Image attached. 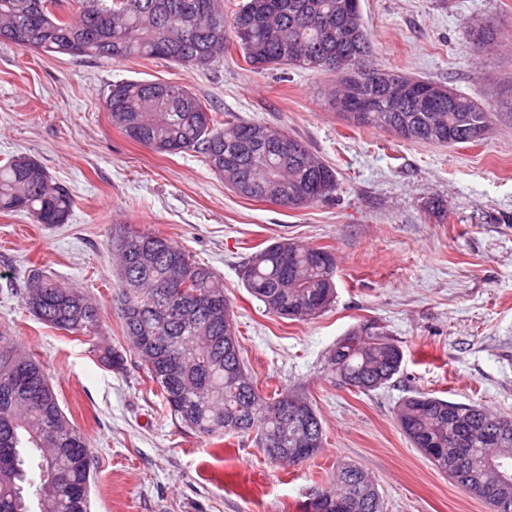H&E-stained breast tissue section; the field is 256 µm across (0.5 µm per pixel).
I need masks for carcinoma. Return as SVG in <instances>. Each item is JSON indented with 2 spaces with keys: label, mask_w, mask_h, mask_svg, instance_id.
<instances>
[{
  "label": "carcinoma",
  "mask_w": 512,
  "mask_h": 512,
  "mask_svg": "<svg viewBox=\"0 0 512 512\" xmlns=\"http://www.w3.org/2000/svg\"><path fill=\"white\" fill-rule=\"evenodd\" d=\"M0 0V38L23 50L72 59H139L207 69L235 47L250 70L296 67L336 76L330 104L355 127H370L411 142L456 146L484 141L493 116L469 96L430 80L387 69L352 0ZM247 39H236L235 28ZM474 53L498 41L493 26L469 27ZM371 109L353 112L354 92ZM453 97H448V94ZM112 125L159 154L193 151L236 194L299 209L325 201L338 188L336 169L285 129L259 121H229L188 87L126 80L105 98ZM74 208L68 188L37 160L17 156L0 164V212H24L35 224H66ZM119 288L113 298L123 345L99 349L107 368L122 371L127 353L139 358L165 408L201 436L254 435L275 464L292 463L296 441L304 460L324 445L322 423L297 392L269 399L247 373L224 280L168 238L134 224H114L110 238ZM336 256L326 247L288 239L255 251L242 266L244 288L281 319L307 322L336 298ZM25 308L58 330L94 336L101 309L81 289L43 275L32 277ZM402 352L379 327L363 325L336 341L325 368L340 384L363 391L399 372ZM396 419L423 456L491 512H512V416L476 403L418 392L404 399ZM0 512H88L93 459L79 427L61 410L46 370L0 330ZM315 512H383L378 488L352 463L336 467Z\"/></svg>",
  "instance_id": "obj_1"
}]
</instances>
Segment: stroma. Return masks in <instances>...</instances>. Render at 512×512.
Segmentation results:
<instances>
[{
	"mask_svg": "<svg viewBox=\"0 0 512 512\" xmlns=\"http://www.w3.org/2000/svg\"><path fill=\"white\" fill-rule=\"evenodd\" d=\"M376 63L453 87L499 115L476 145L404 141L347 124L331 74L248 70L230 50L207 70L130 59L73 60L0 41V161L37 159L71 191L65 224L0 213V329L45 365L95 460L90 512H302L338 464L374 478L383 512H490L413 448L395 410L414 392L512 416V0H360ZM501 30L473 56L470 20ZM175 82L228 120L284 127L338 172L332 198L298 210L227 189L194 152H152L115 128L112 84ZM442 200L443 213L431 212ZM157 231L224 279L246 366L271 396L299 389L324 446L296 466L271 463L249 436L205 438L170 416L137 358L104 367L120 343L113 311V225ZM289 238L336 256V300L308 322L268 313L240 280L247 258ZM82 288L102 329L51 328L23 304L32 274ZM384 326L403 353L386 385L360 391L324 368L354 328Z\"/></svg>",
	"mask_w": 512,
	"mask_h": 512,
	"instance_id": "obj_1",
	"label": "stroma"
}]
</instances>
